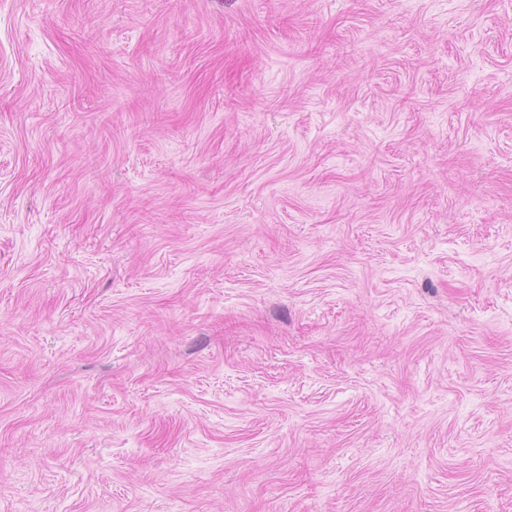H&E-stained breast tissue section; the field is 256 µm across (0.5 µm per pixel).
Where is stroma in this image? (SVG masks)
Returning a JSON list of instances; mask_svg holds the SVG:
<instances>
[{
	"label": "stroma",
	"mask_w": 512,
	"mask_h": 512,
	"mask_svg": "<svg viewBox=\"0 0 512 512\" xmlns=\"http://www.w3.org/2000/svg\"><path fill=\"white\" fill-rule=\"evenodd\" d=\"M0 512H512V0H0Z\"/></svg>",
	"instance_id": "1"
}]
</instances>
